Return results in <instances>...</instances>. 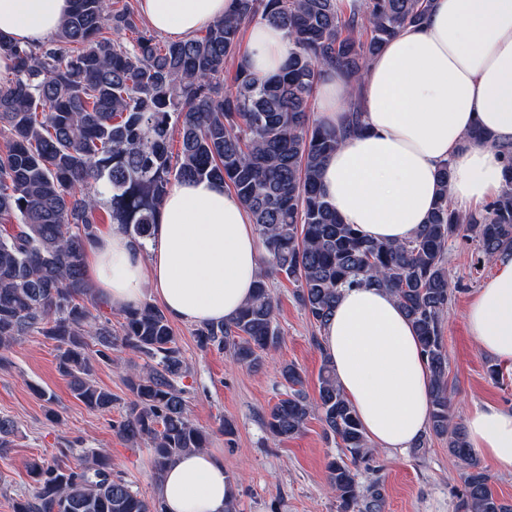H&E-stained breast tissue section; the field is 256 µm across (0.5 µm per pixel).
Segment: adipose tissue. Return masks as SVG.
Here are the masks:
<instances>
[{
	"label": "adipose tissue",
	"instance_id": "adipose-tissue-1",
	"mask_svg": "<svg viewBox=\"0 0 512 512\" xmlns=\"http://www.w3.org/2000/svg\"><path fill=\"white\" fill-rule=\"evenodd\" d=\"M70 0H0V38L37 45L53 35ZM156 31L183 40L233 13L234 0H139ZM283 29L252 26L245 56L268 77L282 65ZM358 89L363 131L329 156L322 191L344 223L390 243L423 224L442 163L451 169L448 196L461 209L498 196L505 184L502 146L512 145V0H433L420 26H407L368 64L361 81L327 70L318 117L338 126ZM494 144H470L473 128ZM260 265L258 234L232 191L210 180L180 182L161 202L144 247L121 225L88 249L86 274L115 309L154 295L174 320L203 324L236 316L251 297ZM493 273L465 319L479 348L512 363V253L498 254ZM336 381L367 437L406 450L425 432L431 373L415 330L382 288L343 290L322 330ZM471 448L512 469V410L474 406L465 417ZM164 512H226L231 495L224 465L202 450L182 456L157 488Z\"/></svg>",
	"mask_w": 512,
	"mask_h": 512
}]
</instances>
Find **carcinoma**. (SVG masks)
<instances>
[{
	"label": "carcinoma",
	"mask_w": 512,
	"mask_h": 512,
	"mask_svg": "<svg viewBox=\"0 0 512 512\" xmlns=\"http://www.w3.org/2000/svg\"><path fill=\"white\" fill-rule=\"evenodd\" d=\"M431 0H235L233 13L182 41L160 42L135 6L112 0H71V10L47 45L0 41L14 65L0 81V366L22 337L38 333L56 343L58 368L76 399L109 411L115 398L98 386L94 362L112 363L122 348L144 360L126 378L130 397L118 425L127 442L147 441L156 480L182 455L207 447L190 418L178 381L188 374L166 313L144 302L122 310L119 329L93 315L104 307L85 275L88 247L108 212L141 246L159 205L175 182L219 181L245 204L265 256L252 298L238 315L196 329L202 349L227 352L257 367L280 343L271 279L283 276L322 329L344 289L388 290L412 322L430 370L431 437L448 438V453L464 465L456 512H512L491 476L453 423L442 318L454 293L448 280V241L477 242L483 261L512 252V148L503 149L508 175L483 208L460 213L448 197L449 165L438 171L439 192L427 222L407 241L371 239L344 224L320 192L323 164L362 129L360 105L346 122L327 126L310 112L324 70L358 79L368 61L401 28L420 23ZM269 22L286 30L288 55L280 71L259 80L237 62L224 89L226 61L240 48L243 26ZM129 33L124 43L109 33ZM181 149L169 150L175 127ZM291 392L269 411L266 428L278 439L303 431L314 413L350 459L328 461L327 483L337 512H355L357 466L372 449L328 360L315 399L302 390L293 364L281 368ZM14 420L0 417V451L11 447ZM31 491L13 512H162L123 475L108 450L82 452L79 463L34 460Z\"/></svg>",
	"instance_id": "1"
}]
</instances>
